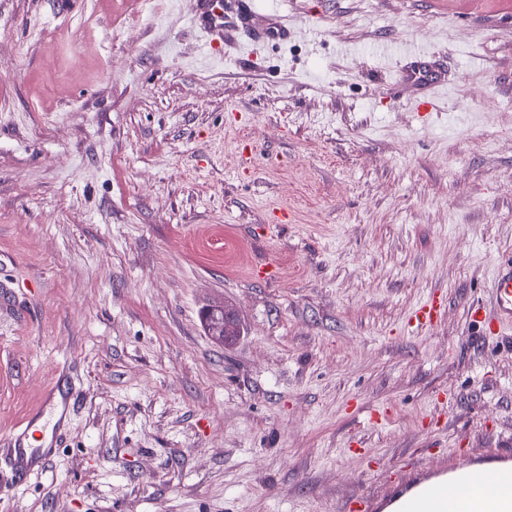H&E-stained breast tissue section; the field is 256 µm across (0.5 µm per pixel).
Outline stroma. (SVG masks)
<instances>
[{
	"label": "stroma",
	"instance_id": "stroma-1",
	"mask_svg": "<svg viewBox=\"0 0 512 512\" xmlns=\"http://www.w3.org/2000/svg\"><path fill=\"white\" fill-rule=\"evenodd\" d=\"M197 10L0 0V448L67 413L1 505L340 512L512 456V334L469 317L512 255V0L228 2L220 42ZM444 311V300L440 297L429 296L414 308L405 325V331L409 334H418L431 330L438 323Z\"/></svg>",
	"mask_w": 512,
	"mask_h": 512
}]
</instances>
